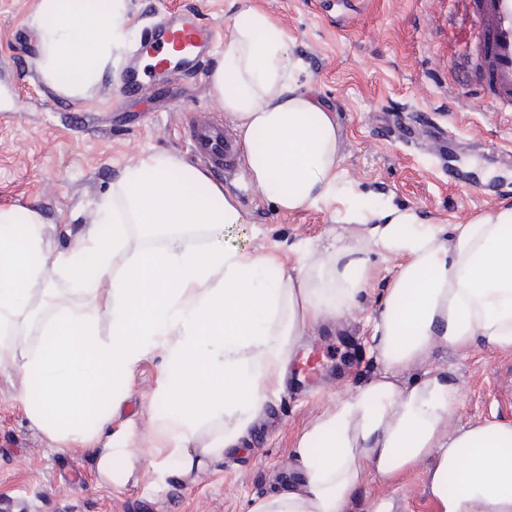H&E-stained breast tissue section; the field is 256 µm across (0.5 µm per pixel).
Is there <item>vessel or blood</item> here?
I'll return each mask as SVG.
<instances>
[{
    "instance_id": "obj_1",
    "label": "vessel or blood",
    "mask_w": 512,
    "mask_h": 512,
    "mask_svg": "<svg viewBox=\"0 0 512 512\" xmlns=\"http://www.w3.org/2000/svg\"><path fill=\"white\" fill-rule=\"evenodd\" d=\"M460 2L475 40L450 64L481 88L490 105L512 112V0ZM216 35L214 27L201 23L187 10L160 18L146 29L128 65L124 96L148 92L157 79L172 72L197 71ZM190 137L200 160L217 173H229L238 166L237 148L222 124L197 121Z\"/></svg>"
}]
</instances>
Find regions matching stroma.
I'll return each mask as SVG.
<instances>
[{"label": "stroma", "instance_id": "35a3bbf8", "mask_svg": "<svg viewBox=\"0 0 512 512\" xmlns=\"http://www.w3.org/2000/svg\"><path fill=\"white\" fill-rule=\"evenodd\" d=\"M36 0H0V209L38 210L43 248H68L111 195L133 159L168 152L196 159L189 125L204 116L223 122L224 107L207 75L177 77L140 98L120 94V78L143 31L164 13L193 9L204 23L229 31L236 12L257 9L288 34V55L300 63L299 85L336 114L343 194L293 213L280 211L251 180L247 166L223 181L240 206L232 233L244 250L263 248L275 263L292 264L298 248L324 243L329 227L348 213L369 217L392 206L414 212L445 232L490 209L512 204V112H497L477 86L449 69L463 39L454 0H127L130 35L111 76L88 98L72 101L45 89L29 25ZM372 277L352 313L323 323L301 339L319 349L343 380L295 396L270 393L240 447L199 472L176 460L165 477L152 470V449L141 433L167 403L152 399L161 358L137 368L113 429L130 433L139 455L127 482L99 476L95 451L56 450L18 402L19 377H0V505L14 512H247L253 497L294 479L295 437L337 401L381 372L372 318L395 273L392 257L371 253ZM443 371L459 393L449 429L512 422V350L483 344L437 346L425 364L402 370L412 385L425 369ZM429 461L396 481L362 475L349 512H367L378 497L398 512H439L424 492Z\"/></svg>", "mask_w": 512, "mask_h": 512}]
</instances>
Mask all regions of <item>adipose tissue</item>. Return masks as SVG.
<instances>
[{
  "label": "adipose tissue",
  "mask_w": 512,
  "mask_h": 512,
  "mask_svg": "<svg viewBox=\"0 0 512 512\" xmlns=\"http://www.w3.org/2000/svg\"><path fill=\"white\" fill-rule=\"evenodd\" d=\"M125 11L126 0H37L31 26L44 87L89 96L112 72ZM287 42L264 13L241 10L209 81L251 179L292 213L336 196L341 156L336 115L298 88ZM378 218L330 228L326 244L275 266L225 242V228L244 217L223 185L161 152L126 167L97 223L56 256L43 250L38 211L0 210V374L22 371L19 400L57 450L95 448L100 475L122 483L133 460L112 437L125 401L117 386L158 353L154 397L170 408L152 422L161 440L154 468L175 458L198 469L247 437L300 337L352 311L371 277L370 253L399 255L373 318L383 372L297 436L302 484L254 498L248 512H347L362 474L390 483L425 459V490L441 512H512V424L449 430L457 392L439 370L409 387L397 381L439 343L512 349V206L451 236L409 212ZM135 225L161 245L130 247ZM56 271L85 286V302L49 288L46 303L26 306L31 283Z\"/></svg>",
  "instance_id": "obj_1"
}]
</instances>
